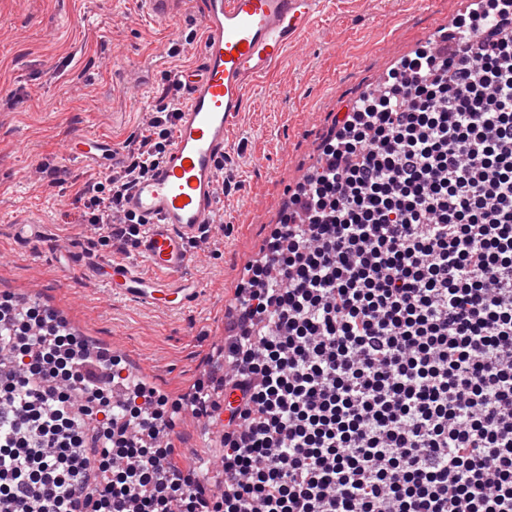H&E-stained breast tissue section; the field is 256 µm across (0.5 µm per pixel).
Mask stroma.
Returning a JSON list of instances; mask_svg holds the SVG:
<instances>
[{
  "label": "stroma",
  "instance_id": "35a3bbf8",
  "mask_svg": "<svg viewBox=\"0 0 512 512\" xmlns=\"http://www.w3.org/2000/svg\"><path fill=\"white\" fill-rule=\"evenodd\" d=\"M463 0H326L300 47L248 88L238 125L226 134L224 163L240 182L220 196L224 221L195 254L202 297L180 312L112 297L82 278L63 281L54 250L63 243L104 259H134L133 244H112L83 228L75 201L104 171L68 161L76 134L139 136L169 74L196 62L203 30L187 5L178 35L149 21L138 0H0V290L65 309L87 338L112 343L144 365L160 392L181 399L218 370L225 313L244 267L261 254L288 200L341 106L426 41ZM33 211L41 239L11 234L13 217ZM184 460L222 452L220 436L198 422L175 424Z\"/></svg>",
  "mask_w": 512,
  "mask_h": 512
}]
</instances>
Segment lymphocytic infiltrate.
I'll return each mask as SVG.
<instances>
[{"label": "lymphocytic infiltrate", "instance_id": "obj_1", "mask_svg": "<svg viewBox=\"0 0 512 512\" xmlns=\"http://www.w3.org/2000/svg\"><path fill=\"white\" fill-rule=\"evenodd\" d=\"M176 117L78 193L123 244V200ZM235 292L224 488L160 435L178 402L44 309L0 300V503L18 512H512V0H476L437 48L346 103Z\"/></svg>", "mask_w": 512, "mask_h": 512}]
</instances>
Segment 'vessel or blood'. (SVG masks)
I'll list each match as a JSON object with an SVG mask.
<instances>
[{
    "mask_svg": "<svg viewBox=\"0 0 512 512\" xmlns=\"http://www.w3.org/2000/svg\"><path fill=\"white\" fill-rule=\"evenodd\" d=\"M186 0H141L151 19L169 26ZM324 0H201L205 31L198 61L176 69L182 92L165 156L129 190L125 209L142 223L132 260H86L70 246L59 249L65 267L104 284L113 297L176 311L195 303L203 285L188 275L193 247L222 223L217 206L224 163V137L237 125L246 89L266 76L297 43L321 12ZM118 147L112 138L79 134L69 145L71 160L114 168ZM22 242L42 235V222L24 212L13 221Z\"/></svg>",
    "mask_w": 512,
    "mask_h": 512,
    "instance_id": "b4317fda",
    "label": "vessel or blood"
}]
</instances>
